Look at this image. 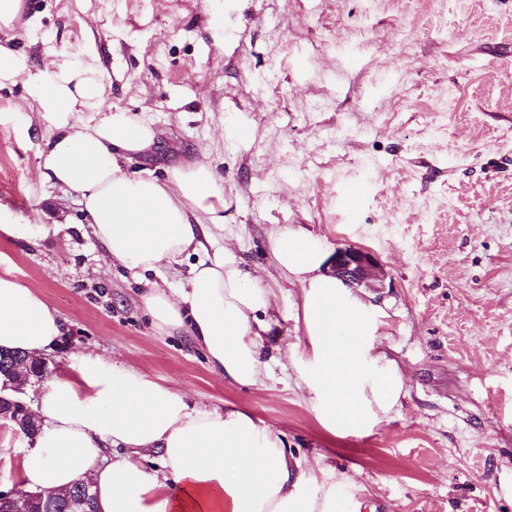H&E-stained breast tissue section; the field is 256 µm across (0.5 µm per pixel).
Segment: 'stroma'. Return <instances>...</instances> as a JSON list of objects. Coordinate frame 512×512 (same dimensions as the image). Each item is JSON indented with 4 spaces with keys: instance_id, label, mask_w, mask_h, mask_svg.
Here are the masks:
<instances>
[{
    "instance_id": "obj_1",
    "label": "stroma",
    "mask_w": 512,
    "mask_h": 512,
    "mask_svg": "<svg viewBox=\"0 0 512 512\" xmlns=\"http://www.w3.org/2000/svg\"><path fill=\"white\" fill-rule=\"evenodd\" d=\"M12 44L34 65L89 53L105 105L145 112L161 179L218 173L224 245L276 298L262 383L214 374L186 332H159L156 276L109 260L78 194L40 180L41 132L0 87V276L63 320L50 376L90 353L193 406L263 420L304 466L323 461L349 512H512V0H26ZM327 254L357 246L383 272L370 304L407 394L367 433L326 430L290 353L307 345L300 287L271 232ZM24 436L0 427V492Z\"/></svg>"
}]
</instances>
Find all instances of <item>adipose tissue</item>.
Segmentation results:
<instances>
[{"instance_id": "obj_1", "label": "adipose tissue", "mask_w": 512, "mask_h": 512, "mask_svg": "<svg viewBox=\"0 0 512 512\" xmlns=\"http://www.w3.org/2000/svg\"><path fill=\"white\" fill-rule=\"evenodd\" d=\"M23 79L25 104L47 133L41 178L80 196L94 237L131 270L161 272L197 254L185 286L143 296L155 326L183 329L211 369L258 383L266 362L261 313L273 292L224 248V217L213 200L219 177L197 164L169 181L129 177L124 164L149 153L157 131L146 115L106 108L100 68L55 55L44 66L0 41V86ZM276 266L298 283L308 351L298 379L332 433L361 435L406 393L401 371L380 352L367 304L327 272L328 256L303 229L270 238ZM62 334L58 312L0 277V351L37 357ZM39 431L22 450L25 489L58 494L84 479L98 512H335V484L301 468L261 419L239 408L189 405L162 384L100 357H80L54 377L35 409ZM126 454L110 459L111 449ZM162 464L146 469V453Z\"/></svg>"}]
</instances>
